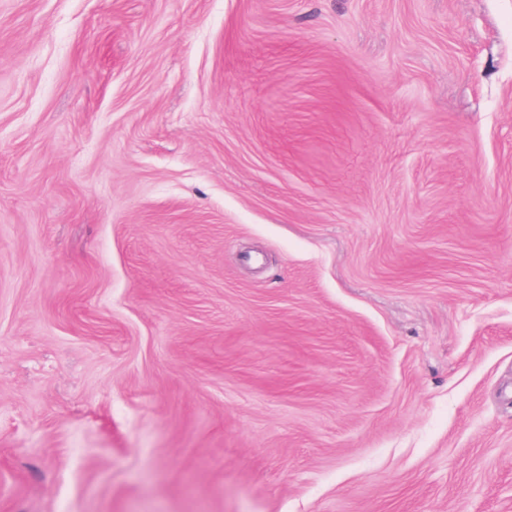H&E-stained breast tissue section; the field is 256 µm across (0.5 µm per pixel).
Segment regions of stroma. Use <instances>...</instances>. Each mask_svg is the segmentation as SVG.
Returning a JSON list of instances; mask_svg holds the SVG:
<instances>
[{
	"mask_svg": "<svg viewBox=\"0 0 512 512\" xmlns=\"http://www.w3.org/2000/svg\"><path fill=\"white\" fill-rule=\"evenodd\" d=\"M0 512H512V0H0Z\"/></svg>",
	"mask_w": 512,
	"mask_h": 512,
	"instance_id": "1",
	"label": "stroma"
}]
</instances>
